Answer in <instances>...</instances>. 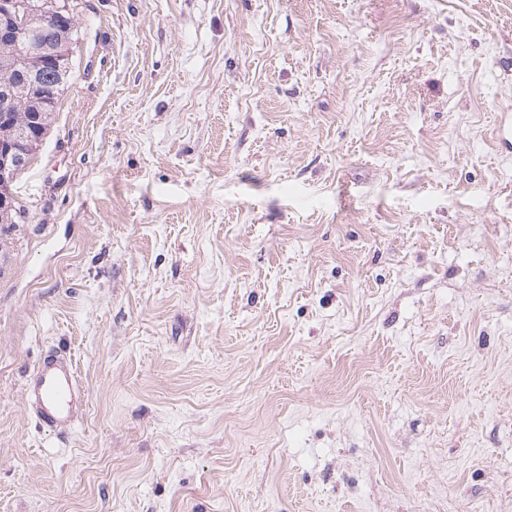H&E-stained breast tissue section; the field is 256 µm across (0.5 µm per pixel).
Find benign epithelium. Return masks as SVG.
<instances>
[{
    "label": "benign epithelium",
    "instance_id": "1",
    "mask_svg": "<svg viewBox=\"0 0 512 512\" xmlns=\"http://www.w3.org/2000/svg\"><path fill=\"white\" fill-rule=\"evenodd\" d=\"M75 15L74 0H0V229L17 223L11 184L55 121Z\"/></svg>",
    "mask_w": 512,
    "mask_h": 512
}]
</instances>
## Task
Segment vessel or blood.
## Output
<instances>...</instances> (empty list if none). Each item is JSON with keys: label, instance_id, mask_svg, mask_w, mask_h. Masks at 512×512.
Returning a JSON list of instances; mask_svg holds the SVG:
<instances>
[{"label": "vessel or blood", "instance_id": "b4317fda", "mask_svg": "<svg viewBox=\"0 0 512 512\" xmlns=\"http://www.w3.org/2000/svg\"><path fill=\"white\" fill-rule=\"evenodd\" d=\"M27 406L44 428L54 433L69 431L79 419L85 392L70 356H46L25 384Z\"/></svg>", "mask_w": 512, "mask_h": 512}]
</instances>
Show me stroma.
<instances>
[{
  "label": "stroma",
  "mask_w": 512,
  "mask_h": 512,
  "mask_svg": "<svg viewBox=\"0 0 512 512\" xmlns=\"http://www.w3.org/2000/svg\"><path fill=\"white\" fill-rule=\"evenodd\" d=\"M76 21L0 231V512H512V0ZM24 399L35 418L54 433L69 431L79 419L85 392L70 356H46L25 384Z\"/></svg>",
  "instance_id": "obj_1"
}]
</instances>
